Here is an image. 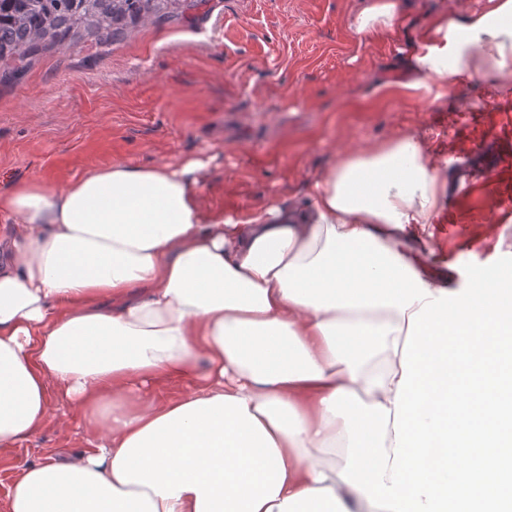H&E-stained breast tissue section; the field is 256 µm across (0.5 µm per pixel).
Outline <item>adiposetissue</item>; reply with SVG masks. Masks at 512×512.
Segmentation results:
<instances>
[{
  "label": "adipose tissue",
  "mask_w": 512,
  "mask_h": 512,
  "mask_svg": "<svg viewBox=\"0 0 512 512\" xmlns=\"http://www.w3.org/2000/svg\"><path fill=\"white\" fill-rule=\"evenodd\" d=\"M402 24L399 0L351 21ZM410 69L444 89L511 74L512 0L440 19ZM203 167L111 163L0 195V449L55 388L101 433L24 468L8 512H504L512 265L453 292L408 245L433 236L447 164L399 135L244 220L201 208ZM171 376L195 386L157 401Z\"/></svg>",
  "instance_id": "1"
}]
</instances>
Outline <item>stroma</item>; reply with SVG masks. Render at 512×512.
I'll list each match as a JSON object with an SVG mask.
<instances>
[{
	"mask_svg": "<svg viewBox=\"0 0 512 512\" xmlns=\"http://www.w3.org/2000/svg\"><path fill=\"white\" fill-rule=\"evenodd\" d=\"M486 0H402L403 28L363 37L364 0H208L189 23H144L107 49L64 45L0 82V193L59 189L89 168L178 165L205 157L207 211L244 219L306 199L341 150L400 133L438 146L451 183L428 265L450 289L512 258V78L413 87L406 62L444 15ZM98 432L59 393L43 426L0 451V512L20 471L89 450Z\"/></svg>",
	"mask_w": 512,
	"mask_h": 512,
	"instance_id": "35a3bbf8",
	"label": "stroma"
}]
</instances>
